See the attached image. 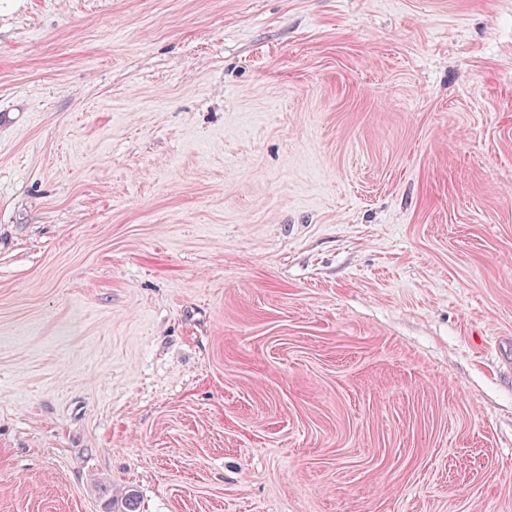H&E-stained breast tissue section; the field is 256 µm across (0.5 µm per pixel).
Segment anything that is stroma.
Instances as JSON below:
<instances>
[{"label":"stroma","instance_id":"stroma-1","mask_svg":"<svg viewBox=\"0 0 512 512\" xmlns=\"http://www.w3.org/2000/svg\"><path fill=\"white\" fill-rule=\"evenodd\" d=\"M512 512V0H0V512Z\"/></svg>","mask_w":512,"mask_h":512}]
</instances>
